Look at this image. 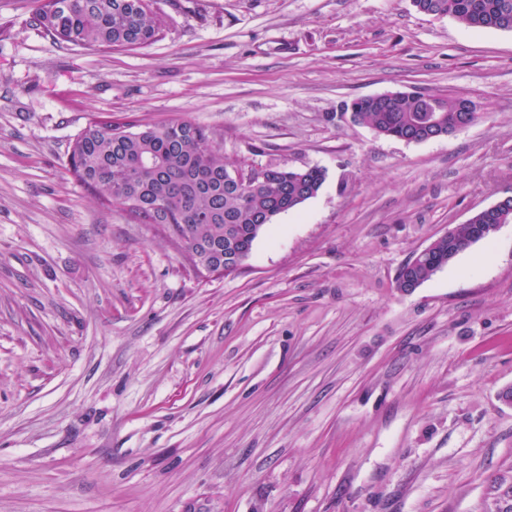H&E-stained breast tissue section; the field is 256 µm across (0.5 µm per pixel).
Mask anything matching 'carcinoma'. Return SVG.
I'll return each instance as SVG.
<instances>
[{
  "instance_id": "obj_1",
  "label": "carcinoma",
  "mask_w": 512,
  "mask_h": 512,
  "mask_svg": "<svg viewBox=\"0 0 512 512\" xmlns=\"http://www.w3.org/2000/svg\"><path fill=\"white\" fill-rule=\"evenodd\" d=\"M437 18L451 17L468 28L512 31V0H415ZM32 23L53 40L92 50L134 48L152 43L159 22L147 0H35ZM443 96L403 93L389 100L357 99L355 119L378 134L398 140L434 132V105ZM447 114L456 110L461 96H444ZM210 137L201 126L175 121L136 131H119L112 121L96 122L74 140L70 171L90 191L101 192L110 203L124 204L126 196H137L147 204L166 201L160 216L129 208L145 224L161 226L178 241L206 250L222 265L224 273L234 269L226 257L250 253L258 235L272 216L291 210L314 197L326 176L317 166L304 169L263 168L238 181L229 165L216 157ZM512 222V203L491 213L476 214L478 224ZM469 234L461 226L450 244L438 237L429 245L430 254L448 263V249L467 246ZM429 271L422 258L405 263L395 283L426 280Z\"/></svg>"
}]
</instances>
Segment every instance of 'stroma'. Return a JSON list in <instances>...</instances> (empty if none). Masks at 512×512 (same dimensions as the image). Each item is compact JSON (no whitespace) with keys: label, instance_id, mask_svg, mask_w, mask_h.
<instances>
[{"label":"stroma","instance_id":"obj_1","mask_svg":"<svg viewBox=\"0 0 512 512\" xmlns=\"http://www.w3.org/2000/svg\"><path fill=\"white\" fill-rule=\"evenodd\" d=\"M33 7L0 0V512L512 507V224L395 286L512 196V31L412 0H152V44L89 51ZM413 91L483 118L408 143L348 109ZM99 120H188L243 169L326 180L201 274L70 172ZM469 234L466 225H462L456 232L455 242L448 243L447 238L437 237L429 245L428 250L433 257H437L440 262L448 263V249L454 248L456 252L467 246Z\"/></svg>","mask_w":512,"mask_h":512}]
</instances>
